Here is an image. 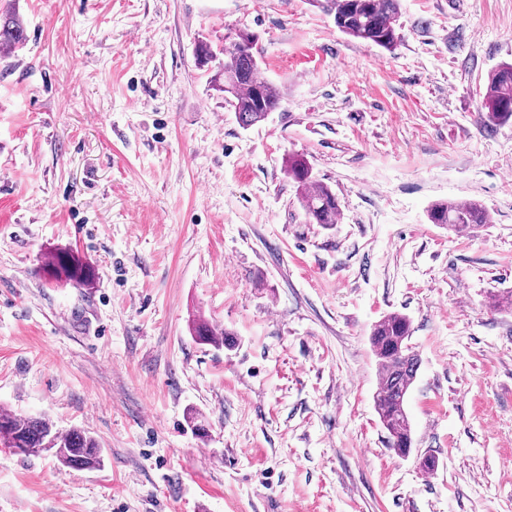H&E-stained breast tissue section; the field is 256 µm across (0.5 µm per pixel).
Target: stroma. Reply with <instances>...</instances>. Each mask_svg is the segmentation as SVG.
Masks as SVG:
<instances>
[{
  "instance_id": "stroma-1",
  "label": "stroma",
  "mask_w": 512,
  "mask_h": 512,
  "mask_svg": "<svg viewBox=\"0 0 512 512\" xmlns=\"http://www.w3.org/2000/svg\"><path fill=\"white\" fill-rule=\"evenodd\" d=\"M6 12L27 41L0 52V409L89 431L104 464L0 444V512H512V122L480 110L512 0H400L391 52L307 0ZM235 30L284 95L247 130L196 61ZM292 155L337 223H310ZM457 198L492 223L429 222ZM63 249L89 284L49 279ZM392 312L421 359L405 457L374 406ZM194 335L198 338L199 341H203L204 343L211 344L214 346H220L224 344L226 346H232L234 340L231 336H234L228 330L224 331L222 336H216L210 325L205 321H196L193 325Z\"/></svg>"
}]
</instances>
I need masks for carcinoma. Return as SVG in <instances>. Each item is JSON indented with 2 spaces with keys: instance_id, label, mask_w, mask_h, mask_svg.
I'll return each instance as SVG.
<instances>
[{
  "instance_id": "carcinoma-1",
  "label": "carcinoma",
  "mask_w": 512,
  "mask_h": 512,
  "mask_svg": "<svg viewBox=\"0 0 512 512\" xmlns=\"http://www.w3.org/2000/svg\"><path fill=\"white\" fill-rule=\"evenodd\" d=\"M309 4L333 18L339 32L389 52L399 42V0H309ZM25 29L18 18H0V45L13 49L23 47ZM258 38L249 32L237 31L231 46L221 50L224 62L217 76L230 83L226 102L236 114L243 129H249L267 119L280 108L283 95L278 86L263 77L257 61ZM480 109L486 125H495L512 118V63H505L488 76ZM288 176L297 184L302 207L310 222L334 224L340 205L332 190L312 177V170L301 156L288 159ZM428 220L450 231L472 230L492 223L485 207L474 200H442L428 209ZM52 278L73 283L89 280L92 270L71 251L54 253L47 263ZM194 335L214 346L233 344V333L226 330L221 336L213 333L205 321H196ZM410 320L391 313L372 329L370 342L377 358L379 387L374 397L375 410L389 433V445L397 454L410 453L413 438L407 413V398L420 368L418 355L409 344ZM6 426L10 436L8 447L34 455L44 451L54 453L65 467L93 470L101 467L103 452L98 441L82 428L57 430L44 417L21 418L0 411V428Z\"/></svg>"
}]
</instances>
